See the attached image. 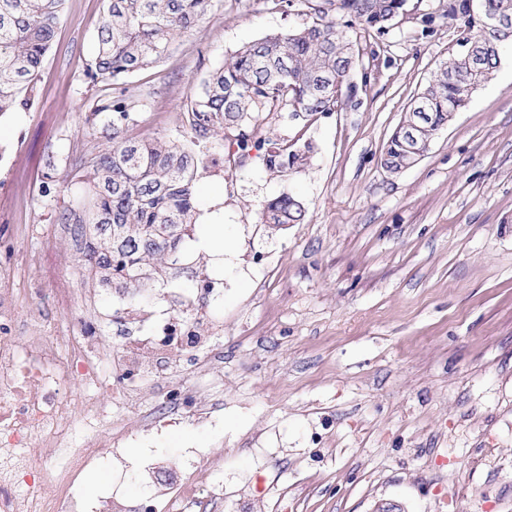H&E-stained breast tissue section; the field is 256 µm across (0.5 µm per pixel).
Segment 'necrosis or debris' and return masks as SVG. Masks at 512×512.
Here are the masks:
<instances>
[{"label":"necrosis or debris","instance_id":"obj_1","mask_svg":"<svg viewBox=\"0 0 512 512\" xmlns=\"http://www.w3.org/2000/svg\"><path fill=\"white\" fill-rule=\"evenodd\" d=\"M9 278L0 264V512H204L180 476L169 480L167 499L145 494L127 505L114 490L88 500L79 477L99 455L101 432L120 457L134 432L123 409L150 405L149 424L158 429L171 414L210 418L216 358L200 329L223 282L203 278L181 294L178 309L151 317L120 297L100 312L90 278L78 288L59 280L47 294L66 327L29 336L30 323L49 319L36 303L45 293L8 287ZM114 321L133 325L135 334L106 340L103 328ZM165 356L185 361L191 384L149 385L151 361Z\"/></svg>","mask_w":512,"mask_h":512}]
</instances>
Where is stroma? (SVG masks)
I'll return each instance as SVG.
<instances>
[{
	"instance_id": "35a3bbf8",
	"label": "stroma",
	"mask_w": 512,
	"mask_h": 512,
	"mask_svg": "<svg viewBox=\"0 0 512 512\" xmlns=\"http://www.w3.org/2000/svg\"><path fill=\"white\" fill-rule=\"evenodd\" d=\"M447 3L408 0L401 21L359 41L379 67L353 72L357 96L338 112L263 121L272 138L311 143L307 166L248 161L231 196L222 176L198 175L203 214L183 252L224 283L209 322L223 377L209 420L132 436L127 464L189 474L205 452L223 471L196 473V490L222 483V512H512V47L422 159L397 173L380 163L412 97L460 50L464 20L442 18ZM105 9L68 0L35 104L0 117V219L30 227L15 240L21 288L31 254L71 247L54 218L79 186L47 165L99 144L85 119L101 89L84 69ZM306 11L217 0L125 79L139 99L134 136L189 142L179 114L206 73ZM282 194L302 201L304 223H261V204ZM214 212L236 242L221 262L197 246ZM256 253L272 276L251 268Z\"/></svg>"
}]
</instances>
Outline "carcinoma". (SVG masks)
<instances>
[{
  "instance_id": "carcinoma-1",
  "label": "carcinoma",
  "mask_w": 512,
  "mask_h": 512,
  "mask_svg": "<svg viewBox=\"0 0 512 512\" xmlns=\"http://www.w3.org/2000/svg\"><path fill=\"white\" fill-rule=\"evenodd\" d=\"M67 0H0V115L33 105L36 84L51 51ZM213 0H107L96 52L85 76L116 85L99 99L86 123L101 140L97 153L68 156L83 196L63 207L57 223L69 224L88 244L79 249L81 271L100 286L147 305L153 287L182 257L203 215L195 191L191 149L170 139L129 134L136 101L122 79L156 65L170 45L196 30ZM407 0H314L309 20L239 47L209 71L186 104L192 138L229 140L259 151L266 169L286 173L306 164L311 146L298 150L261 128L246 127L260 114L291 112L314 122L338 110L357 91L351 75L360 63L349 30L371 37L388 31L405 13ZM345 18L339 23L336 16ZM466 17L463 40L478 44L477 63L458 53L413 100L384 148L381 165L398 172L409 149L425 148L453 114L465 107L468 88H479L496 71L505 35L470 13L469 0H449L444 16ZM262 222L302 224L303 203L282 194L260 209Z\"/></svg>"
}]
</instances>
